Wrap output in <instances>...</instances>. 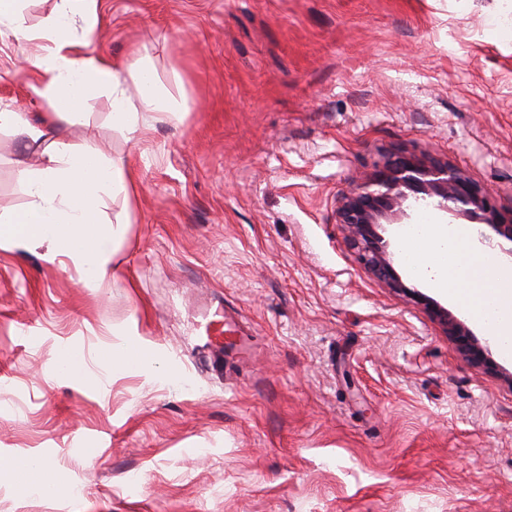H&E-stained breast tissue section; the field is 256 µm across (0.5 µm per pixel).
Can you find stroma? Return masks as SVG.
Returning a JSON list of instances; mask_svg holds the SVG:
<instances>
[{
  "instance_id": "35a3bbf8",
  "label": "stroma",
  "mask_w": 512,
  "mask_h": 512,
  "mask_svg": "<svg viewBox=\"0 0 512 512\" xmlns=\"http://www.w3.org/2000/svg\"><path fill=\"white\" fill-rule=\"evenodd\" d=\"M493 0H96L89 49L152 66L176 114L58 122L130 169L111 284L0 246V512H512V357L473 368L360 265L342 195L384 155L452 164L512 209V23ZM0 39V108L39 122ZM30 156L0 130V212ZM250 332L218 360L224 322ZM149 351L113 368V346ZM83 357L69 376L59 357ZM9 468L19 475L20 483L26 491L38 494H46L47 490H52L53 494L59 491L58 484L53 480L50 482V487L45 486L42 479L43 465L40 463L30 462L27 478L23 477L14 465H10Z\"/></svg>"
}]
</instances>
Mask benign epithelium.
<instances>
[{"label": "benign epithelium", "instance_id": "7a95c632", "mask_svg": "<svg viewBox=\"0 0 512 512\" xmlns=\"http://www.w3.org/2000/svg\"><path fill=\"white\" fill-rule=\"evenodd\" d=\"M415 194L416 204H428L451 215H475L483 223L477 241L484 247H497L512 258V210L498 207L493 194L474 184L465 173L449 163L400 154L372 173L356 181L344 194L339 208L340 223L356 250L357 260L389 288L402 292L445 329L470 364L483 370L496 369L487 349L447 308L431 297L407 288L396 273L389 241L378 233L380 220L400 207L406 192Z\"/></svg>", "mask_w": 512, "mask_h": 512}]
</instances>
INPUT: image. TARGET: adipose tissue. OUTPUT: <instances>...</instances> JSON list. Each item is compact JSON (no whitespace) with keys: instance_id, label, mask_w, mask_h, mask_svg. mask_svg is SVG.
Returning a JSON list of instances; mask_svg holds the SVG:
<instances>
[{"instance_id":"ef3b65f1","label":"adipose tissue","mask_w":512,"mask_h":512,"mask_svg":"<svg viewBox=\"0 0 512 512\" xmlns=\"http://www.w3.org/2000/svg\"><path fill=\"white\" fill-rule=\"evenodd\" d=\"M21 2L0 0V35L21 46L41 42L40 52L25 59L28 89L46 99L51 110L37 124L21 113L0 110V128L12 129L25 149L45 159L44 164L22 168L30 202L22 211L0 213V242H48V260L68 258L87 284L103 288L114 276L107 239L120 237L121 231L104 233L99 203L107 195L128 194L134 181L122 163L95 147H74L51 130L57 119L80 115L96 89L111 92L112 122L131 140L149 127L154 114L171 111L172 105L144 60L120 70L88 52L87 42L73 39L75 27L89 34L98 26L94 0H58L52 15L35 27L26 23ZM126 74L137 82L136 97L126 93ZM401 253L410 271L463 304L500 354L512 357L511 267L496 266L475 247L465 227L437 220L418 225L403 238Z\"/></svg>"}]
</instances>
